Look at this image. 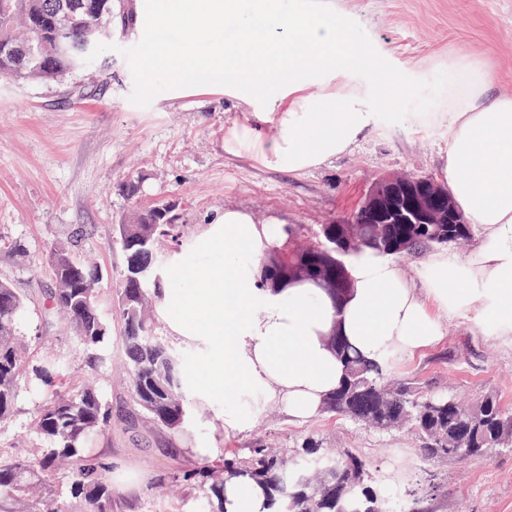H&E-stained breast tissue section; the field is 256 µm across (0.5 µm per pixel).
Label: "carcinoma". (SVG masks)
<instances>
[{"mask_svg": "<svg viewBox=\"0 0 512 512\" xmlns=\"http://www.w3.org/2000/svg\"><path fill=\"white\" fill-rule=\"evenodd\" d=\"M122 16L132 24L123 0H0V77L21 82H59L85 68L103 53L102 44L88 52L68 47L85 29L114 27ZM383 220L354 211L356 224H322L308 236L298 226L271 247L259 262L267 288H286L315 281L342 301L350 290L349 264L364 251L376 255L419 254L448 244L466 245L470 224H405L402 194L376 185ZM173 201L161 200L138 211L132 224H117L113 242L125 255L126 268L117 295L124 327V368L133 402L162 431H176L192 417L186 357L154 336L150 312L158 288L157 252L162 239H178L181 213ZM54 288L43 299L47 321L71 331L86 352V366L99 361L100 345L111 332L95 304L102 277L98 266L76 257L71 244L60 242L48 253ZM25 299L10 283L0 281V420L13 416L18 380L29 373L41 394L36 432L48 448L27 459L0 455V512H115L116 492L109 467L91 445L112 428V410L96 383L86 379L65 386L63 364L55 356L30 363L16 334ZM329 343L344 362V379L324 410L376 430L407 428L424 444L431 462L452 460L443 445L463 452L460 461L512 446V409L497 397L465 399L450 391L432 395L411 382L392 378L386 368L370 364L342 336ZM247 474L267 491L270 512H390L392 504L366 483V464L346 448H324L309 440L293 455H276L255 439L248 453L216 470L207 462L181 467L173 476L172 498L193 503L197 512H224V480ZM68 479L69 495L55 492L51 480ZM440 489L436 475L423 472L404 489L400 512H418L424 496Z\"/></svg>", "mask_w": 512, "mask_h": 512, "instance_id": "1", "label": "carcinoma"}]
</instances>
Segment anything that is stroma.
I'll list each match as a JSON object with an SVG mask.
<instances>
[{"label": "stroma", "instance_id": "obj_1", "mask_svg": "<svg viewBox=\"0 0 512 512\" xmlns=\"http://www.w3.org/2000/svg\"><path fill=\"white\" fill-rule=\"evenodd\" d=\"M328 2L350 19L355 36L383 59L402 89L366 138L301 174L226 152L224 129L243 120V107L220 94L174 92L161 69L143 86L146 44L117 30L104 80L88 81L78 71L51 84L0 77V280L27 296L17 333L29 359L49 348L76 368L84 364L82 348L69 331L44 321L42 293L52 286L46 257L59 242L96 256L103 273L98 312L112 326L94 373L112 406V428L96 450L133 479L118 490L119 512H171L172 501L156 491L160 478L192 461L193 449H216L221 462L257 434L288 454L309 437L350 449L367 461L371 486L389 496L426 465L409 430H373L326 412L299 422L255 397L242 400L250 414L246 429L225 427L221 399L199 398L190 426L162 433L134 405L127 385L112 379L125 358L115 306L125 257L112 241L113 227L131 211L161 199L180 202L185 237L227 206L312 233L349 216L383 178L434 176L448 131L421 126L419 119L444 111L448 63L457 53L491 59L490 92H512V0ZM130 179L138 184L133 198L121 190ZM390 371L433 392L453 385L473 398L495 395L512 408V345L472 322L451 325L441 344L421 357L392 360ZM39 402L30 378L22 377L14 414L0 421V453L28 457L44 450L34 428ZM438 473L442 488L424 500V512H512V449L450 460Z\"/></svg>", "mask_w": 512, "mask_h": 512}]
</instances>
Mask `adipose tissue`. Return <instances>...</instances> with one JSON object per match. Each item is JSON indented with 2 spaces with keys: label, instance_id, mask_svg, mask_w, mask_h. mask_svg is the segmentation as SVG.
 Masks as SVG:
<instances>
[{
  "label": "adipose tissue",
  "instance_id": "obj_1",
  "mask_svg": "<svg viewBox=\"0 0 512 512\" xmlns=\"http://www.w3.org/2000/svg\"><path fill=\"white\" fill-rule=\"evenodd\" d=\"M175 24L183 50L151 49L154 68L175 85L202 70L224 73V95L248 108L224 132L225 151L293 174L330 163L374 128L390 101L369 99L354 83L362 70L391 87L392 73L355 41L344 20L281 0H157L131 34L146 38ZM234 27L232 42L213 40ZM485 64L452 70L448 128L437 176L458 208L481 230L466 255L431 254L418 282L391 257L363 253L350 266L352 291L342 305L312 285L261 287L259 259L285 237L274 218L228 207L186 239L159 271L157 313L170 336L209 344L207 389L224 397V424L242 427V394L283 406L295 418L317 416L342 381L344 367L327 346L332 328L370 363L408 361L437 345L457 320L512 344V94H489ZM224 512H268L263 489L246 479L224 482Z\"/></svg>",
  "mask_w": 512,
  "mask_h": 512
}]
</instances>
